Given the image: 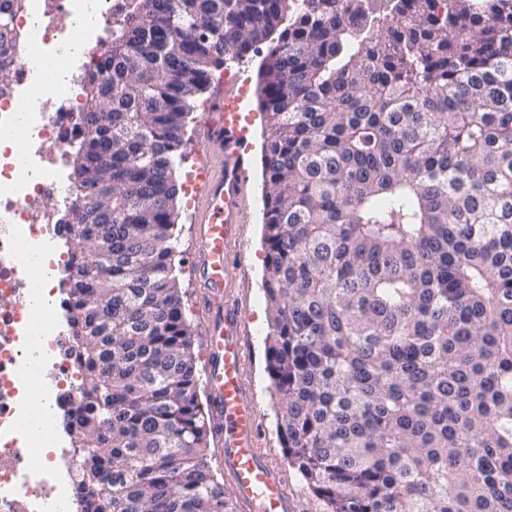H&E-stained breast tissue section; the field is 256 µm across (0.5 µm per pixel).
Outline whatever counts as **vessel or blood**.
<instances>
[{"label": "vessel or blood", "instance_id": "obj_1", "mask_svg": "<svg viewBox=\"0 0 512 512\" xmlns=\"http://www.w3.org/2000/svg\"><path fill=\"white\" fill-rule=\"evenodd\" d=\"M232 79L216 84L201 127L204 176L192 212L193 247L211 306L204 379L213 431L224 444V471L239 512H296L283 469L260 445L258 405L245 375L246 339L232 297L229 245L238 241L247 169L240 139L242 98Z\"/></svg>", "mask_w": 512, "mask_h": 512}]
</instances>
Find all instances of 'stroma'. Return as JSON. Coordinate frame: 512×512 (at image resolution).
Instances as JSON below:
<instances>
[{
    "mask_svg": "<svg viewBox=\"0 0 512 512\" xmlns=\"http://www.w3.org/2000/svg\"><path fill=\"white\" fill-rule=\"evenodd\" d=\"M267 45H258L241 57L227 62L228 72L246 75L247 85L243 91L247 124V160L249 170L248 187L242 197L243 222L240 228L241 243L244 249V267L235 274V295L243 309V329L250 345V361L247 367V380L251 385L259 405V428L261 446L271 458L283 467L288 480L289 491L299 498V512H331L327 501L314 492L292 467H289L277 432L278 397L272 387L266 370L267 343L270 331L271 312L263 292V201L262 146L264 142V119L258 108V66L267 54ZM203 107H196L186 119L185 160L176 172L181 191L176 201L178 217L171 230L175 246L172 256L174 274L181 288L183 310L193 334V351L196 359H203V344L206 331L205 314L199 306L203 295L200 282L195 274V258L191 247L193 226L190 214L196 202L188 185L190 171L197 164L199 136Z\"/></svg>",
    "mask_w": 512,
    "mask_h": 512,
    "instance_id": "stroma-1",
    "label": "stroma"
}]
</instances>
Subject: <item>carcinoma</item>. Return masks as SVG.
I'll return each mask as SVG.
<instances>
[{"label":"carcinoma","instance_id":"cac0c4a2","mask_svg":"<svg viewBox=\"0 0 512 512\" xmlns=\"http://www.w3.org/2000/svg\"><path fill=\"white\" fill-rule=\"evenodd\" d=\"M23 6L0 7L1 56ZM275 33L258 105L286 458L331 512H512V0H135L106 28L66 151L77 512H236L170 230L185 116Z\"/></svg>","mask_w":512,"mask_h":512}]
</instances>
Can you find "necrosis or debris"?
<instances>
[{
	"label": "necrosis or debris",
	"instance_id": "obj_1",
	"mask_svg": "<svg viewBox=\"0 0 512 512\" xmlns=\"http://www.w3.org/2000/svg\"><path fill=\"white\" fill-rule=\"evenodd\" d=\"M131 4L26 0L14 19L25 40L14 49L10 83L0 89V139L16 145L0 151V512H69L76 496L75 452L57 426L25 432L34 400H47L57 414L78 396L77 350L61 320L66 285L54 281L51 310L36 309L29 299L36 262L53 256L74 205L61 172L82 114V77L99 64L105 22ZM80 16L87 49L72 59L63 48ZM49 65L65 76L43 93L39 74Z\"/></svg>",
	"mask_w": 512,
	"mask_h": 512
}]
</instances>
